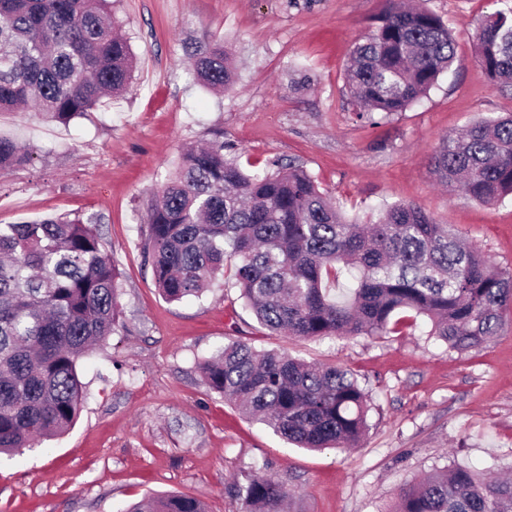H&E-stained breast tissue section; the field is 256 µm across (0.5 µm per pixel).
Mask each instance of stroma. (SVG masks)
<instances>
[{"mask_svg":"<svg viewBox=\"0 0 512 512\" xmlns=\"http://www.w3.org/2000/svg\"><path fill=\"white\" fill-rule=\"evenodd\" d=\"M425 5L447 24L455 61L427 97L378 125L357 119L344 68L383 0H112L137 58L130 90L66 127L0 112V135L34 150L30 164L0 171V224L100 217L122 283L115 331L80 361L72 428L0 459V512H126L161 494L239 512L235 486L249 470L284 484L288 512H390L403 487L437 470L512 475V307L501 337L463 353L424 318L385 336L293 339L257 321L229 272L202 298L164 299L143 254L153 192L183 146L220 130L252 171L303 166L365 223L416 204L512 270V196L479 204L428 166L444 136L512 112V90L481 72L476 39L512 0ZM213 41L237 67L218 96L187 73ZM232 341L351 371L368 394L363 440L297 448L212 391L200 365Z\"/></svg>","mask_w":512,"mask_h":512,"instance_id":"35a3bbf8","label":"stroma"}]
</instances>
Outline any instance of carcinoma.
I'll return each instance as SVG.
<instances>
[{
    "label": "carcinoma",
    "instance_id": "1",
    "mask_svg": "<svg viewBox=\"0 0 512 512\" xmlns=\"http://www.w3.org/2000/svg\"><path fill=\"white\" fill-rule=\"evenodd\" d=\"M374 29L352 51L345 85L375 125L427 95L455 59L443 19L422 5L386 0ZM112 0H0V112L32 106L67 126L126 93L135 56L116 31ZM487 80L512 87V8L477 33ZM193 82L232 87L222 43L194 54ZM224 141L186 146L149 200L144 253L165 299L199 298L233 266L257 320L285 336H382L402 314L426 317L430 335L467 352L501 335L512 305V270L464 245L414 204L390 206L374 224L349 221L298 166L244 169ZM34 152L0 136V169ZM437 181L491 205L512 195V113L445 136L431 157ZM98 218L0 225V454L66 433L83 386L78 365L118 321L120 273ZM345 276L341 293L329 283ZM209 387L311 451L351 447L366 429L367 395L337 366L310 365L239 341L202 364ZM279 482L250 476L241 512H283ZM127 512H205L186 495H154ZM393 512H512V479L465 466L436 471L404 489Z\"/></svg>",
    "mask_w": 512,
    "mask_h": 512
}]
</instances>
